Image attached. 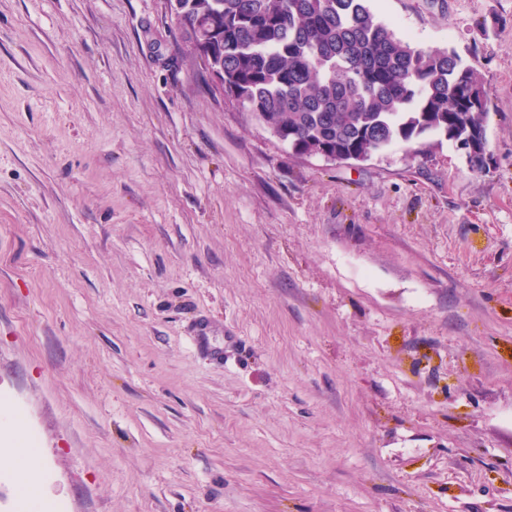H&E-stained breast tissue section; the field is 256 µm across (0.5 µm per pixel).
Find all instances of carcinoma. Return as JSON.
Here are the masks:
<instances>
[{
	"label": "carcinoma",
	"mask_w": 512,
	"mask_h": 512,
	"mask_svg": "<svg viewBox=\"0 0 512 512\" xmlns=\"http://www.w3.org/2000/svg\"><path fill=\"white\" fill-rule=\"evenodd\" d=\"M186 52L299 156L364 160L423 135L486 138L489 91L446 48L421 51L368 0H184Z\"/></svg>",
	"instance_id": "obj_1"
}]
</instances>
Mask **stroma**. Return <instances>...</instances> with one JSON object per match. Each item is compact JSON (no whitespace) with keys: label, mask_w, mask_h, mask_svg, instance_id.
Masks as SVG:
<instances>
[{"label":"stroma","mask_w":512,"mask_h":512,"mask_svg":"<svg viewBox=\"0 0 512 512\" xmlns=\"http://www.w3.org/2000/svg\"><path fill=\"white\" fill-rule=\"evenodd\" d=\"M492 160L293 154L167 0H0V455L45 512H512V0H369ZM0 466L9 468L15 476L18 488L33 501L41 503L42 496L38 488L39 462L26 448L7 456H0Z\"/></svg>","instance_id":"1"}]
</instances>
